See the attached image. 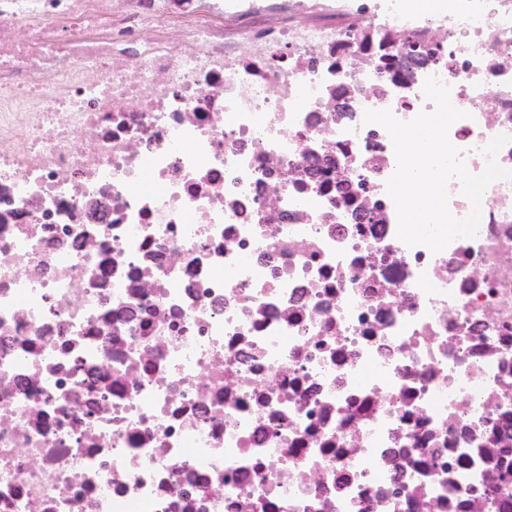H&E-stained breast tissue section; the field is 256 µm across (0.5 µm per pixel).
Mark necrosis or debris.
Instances as JSON below:
<instances>
[{
	"instance_id": "obj_1",
	"label": "necrosis or debris",
	"mask_w": 512,
	"mask_h": 512,
	"mask_svg": "<svg viewBox=\"0 0 512 512\" xmlns=\"http://www.w3.org/2000/svg\"><path fill=\"white\" fill-rule=\"evenodd\" d=\"M510 136L512 0H0V512H512V179L397 236L392 140Z\"/></svg>"
}]
</instances>
